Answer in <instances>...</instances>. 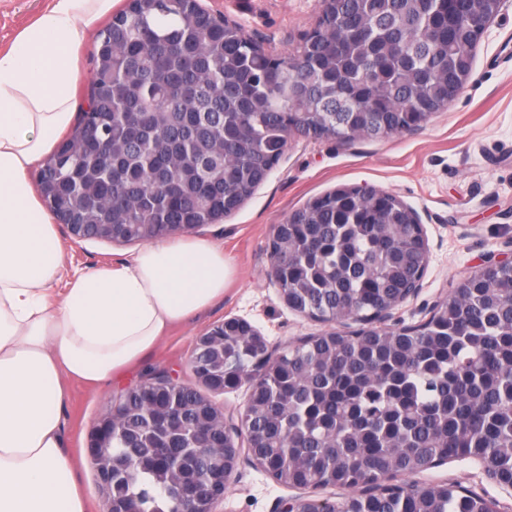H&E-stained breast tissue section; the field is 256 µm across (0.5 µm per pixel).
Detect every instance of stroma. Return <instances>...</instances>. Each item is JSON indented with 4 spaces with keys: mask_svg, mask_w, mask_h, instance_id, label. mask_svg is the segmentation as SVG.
Returning <instances> with one entry per match:
<instances>
[{
    "mask_svg": "<svg viewBox=\"0 0 512 512\" xmlns=\"http://www.w3.org/2000/svg\"><path fill=\"white\" fill-rule=\"evenodd\" d=\"M202 6L242 26L262 46L289 57L316 24L318 0H200ZM46 0H0V43L9 41L44 7ZM371 185L416 208L430 254L420 291L391 310L388 328L426 321L433 305L453 293L485 262L512 257V0L501 10L474 50L471 78L463 92L421 129L377 139L314 141L292 135L270 176L245 203L198 237L223 247L235 274L223 301L186 325L174 327L155 352L132 367L107 391L75 384L61 411L72 452L84 458L78 479L92 512H102L96 470L87 459L90 431L129 386L167 373L199 387L191 368L198 336L231 317L250 322L272 353L325 332L349 334L357 325L321 323L293 311L269 275V242L276 225L311 199L340 186ZM69 271L86 272L127 260L137 243L73 241L59 227ZM423 487L457 482L471 492L512 501L469 458L400 476ZM302 488L275 482L249 460H240L215 512H274L279 499L302 497ZM335 498L339 489L310 492Z\"/></svg>",
    "mask_w": 512,
    "mask_h": 512,
    "instance_id": "obj_1",
    "label": "stroma"
}]
</instances>
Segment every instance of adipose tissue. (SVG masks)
<instances>
[{
  "label": "adipose tissue",
  "mask_w": 512,
  "mask_h": 512,
  "mask_svg": "<svg viewBox=\"0 0 512 512\" xmlns=\"http://www.w3.org/2000/svg\"><path fill=\"white\" fill-rule=\"evenodd\" d=\"M117 3L48 0L0 46V512H89L61 422L69 384L117 380L222 300L234 272L223 249L186 234L67 271L33 173L74 122L81 56Z\"/></svg>",
  "instance_id": "1"
}]
</instances>
